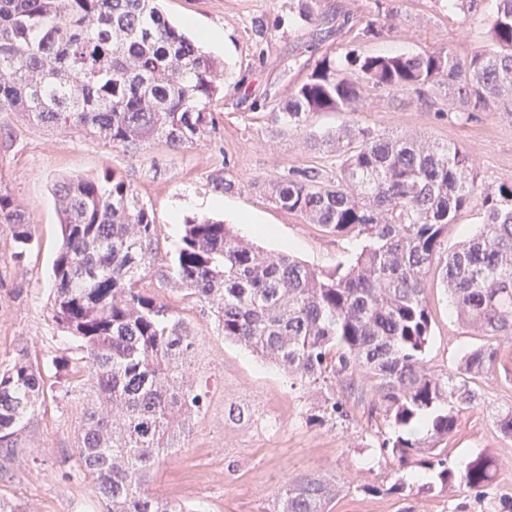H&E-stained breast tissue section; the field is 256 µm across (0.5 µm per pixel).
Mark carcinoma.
<instances>
[{
    "label": "carcinoma",
    "mask_w": 512,
    "mask_h": 512,
    "mask_svg": "<svg viewBox=\"0 0 512 512\" xmlns=\"http://www.w3.org/2000/svg\"><path fill=\"white\" fill-rule=\"evenodd\" d=\"M448 10L479 18L487 42L461 58L445 46L417 53L324 55L270 116L305 134L316 116L351 114L370 97L417 96L448 88V118L512 104V0H448ZM298 33L323 42L317 0H298ZM222 66L163 16L156 0H0V112H22L52 127L83 130L132 156L163 142L190 146L215 129L213 102ZM336 174L291 167L271 186L282 209L336 237L358 242L330 271L286 252L240 239L221 220H185L172 254H161L156 224L135 187L117 173L72 175L54 185L62 243L53 261L52 319L79 342L83 378L66 380L78 396L80 474L92 480L106 512H191L148 489L160 460L193 430L206 404L190 377L195 336L145 279L207 306L224 338L285 371L293 384L324 386L306 422L336 425L351 406L336 386L366 398L389 431L379 448L399 465H423L435 489L480 496L497 462L477 454L461 471L436 452L463 406L484 396L476 382L512 340V179L483 183L472 152L409 135L345 125ZM477 232L448 246L464 214ZM0 224L11 227L13 257L34 246V225L0 191ZM437 270L451 313L484 338L452 368L425 364L433 314L427 279ZM45 398L38 363L19 349L0 364V447L17 444L20 426ZM512 438V406L492 408ZM231 405L224 420L250 421ZM341 492L318 473L287 479L267 512H329Z\"/></svg>",
    "instance_id": "cac0c4a2"
}]
</instances>
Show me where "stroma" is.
I'll return each mask as SVG.
<instances>
[{
  "instance_id": "stroma-1",
  "label": "stroma",
  "mask_w": 512,
  "mask_h": 512,
  "mask_svg": "<svg viewBox=\"0 0 512 512\" xmlns=\"http://www.w3.org/2000/svg\"><path fill=\"white\" fill-rule=\"evenodd\" d=\"M383 2L388 15L380 38L366 41L345 31L334 42L311 45L297 34L295 0H159L172 24L181 25L183 17L192 15L224 33V50L217 55L224 64V97L212 106L216 130L191 147L150 143L130 156L89 134L0 112V187L23 206L37 238L24 263H16L11 230L0 224V363L27 348L42 368L47 390L21 429L14 454H0V501L15 505L18 512H106L92 482L77 475V402L63 396L52 366L56 356H81L50 314L51 264L61 244L54 183L64 176L100 177L110 171L127 177L154 214L162 248L171 251L183 219L204 215L187 206L180 221H173L175 201L209 195L208 175L224 168L237 188L225 193L217 218L245 238L248 227L236 217L251 214L276 231L272 237L253 238L258 247L286 250L311 267L333 269L352 256L356 242L330 236L320 225L281 209L271 199L270 187L292 166L334 173L335 149L322 142L305 145L300 133L281 129L267 112L250 104L266 96L286 99L318 59L344 46L364 54L445 46L466 55L486 39L480 20L460 22L449 12L448 0ZM258 42L265 49L261 57L254 54ZM447 106L444 90L430 88L420 97L374 99L372 107L348 117L322 115L312 129L323 135L349 120L379 131L414 134L473 151L483 182L512 179V114L499 109L457 123L442 116ZM165 296L197 335L193 369L209 402L195 416L184 446L154 469L155 495L194 512H266L285 478L320 472L343 487L330 512H512V438L502 437L491 418L492 407L512 405V346L503 349L500 363L481 384L488 405L466 407L446 447L448 463L457 470L480 451L495 455L500 468L492 488L482 497L425 494L420 487L429 479L427 472L399 468L392 455L380 451L377 434L386 428L381 415H369L358 404L349 421L333 427L308 425L305 413L318 403V389L291 387L279 367L224 339L208 307L176 290H166ZM428 298L434 321L426 361L432 370H445L481 339L449 312L437 277L429 279ZM234 403L250 406L254 421H225L224 408ZM397 477L406 492H390Z\"/></svg>"
}]
</instances>
